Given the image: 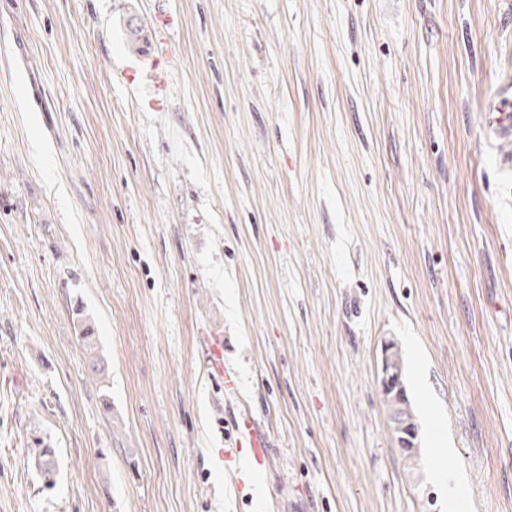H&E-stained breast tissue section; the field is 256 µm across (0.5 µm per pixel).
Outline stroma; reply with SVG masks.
I'll use <instances>...</instances> for the list:
<instances>
[{"label":"stroma","mask_w":512,"mask_h":512,"mask_svg":"<svg viewBox=\"0 0 512 512\" xmlns=\"http://www.w3.org/2000/svg\"><path fill=\"white\" fill-rule=\"evenodd\" d=\"M511 9L0 0V512H448L439 471L512 512V169L483 126ZM243 407L271 448L230 494ZM78 340L81 342L90 357V366L93 373L103 375L105 367L102 358L98 356L96 336H94V328L85 319H79ZM206 363L211 374H217L224 380V391L236 394L239 391L236 373L224 365L223 336H205ZM391 344L386 343L381 352V364L380 369L378 370L377 382L381 391L385 393H394L396 396L400 397V400L397 401L395 406V398L392 396L383 395V400L386 406L387 414L390 420V429L394 438H396L399 434L398 428L396 426L395 421L393 420L394 416L396 420L400 421L404 428V436L397 439L398 448H410L412 446V436L408 433L412 427L411 434L414 436V442L417 445L418 440V425L415 420V416L412 411V406L407 395V388L405 385V375H404V360L402 354L398 347L394 345V347L390 351ZM389 352H390V363L391 365L399 370V373L396 370H393L389 365ZM401 377V379H400ZM402 381V384H401ZM402 385L404 387V397L402 399ZM403 400L405 404L403 403ZM394 416L392 415L393 408ZM412 412L411 419L412 425L408 420V409Z\"/></svg>","instance_id":"1"}]
</instances>
